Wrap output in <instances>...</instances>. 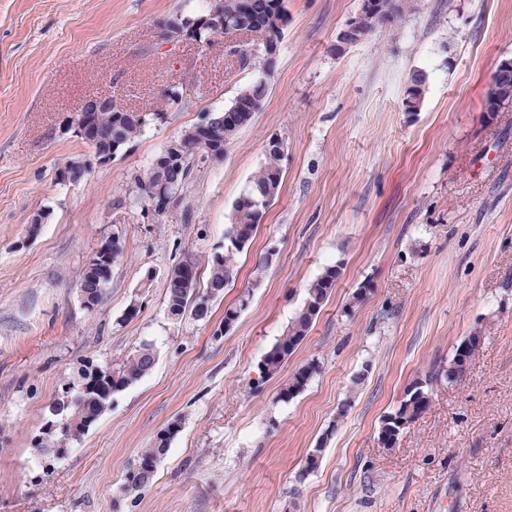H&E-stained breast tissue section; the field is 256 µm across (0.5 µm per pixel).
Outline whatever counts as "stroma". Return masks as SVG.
Listing matches in <instances>:
<instances>
[{"instance_id": "35a3bbf8", "label": "stroma", "mask_w": 512, "mask_h": 512, "mask_svg": "<svg viewBox=\"0 0 512 512\" xmlns=\"http://www.w3.org/2000/svg\"><path fill=\"white\" fill-rule=\"evenodd\" d=\"M283 3L278 53L243 67L223 39L203 51L162 37L160 19L206 13L210 0H0V512H512V104L484 110L492 73L512 58V0H419L353 44L340 37L362 0ZM417 70L427 90L411 114ZM261 75L267 99L200 172L190 211L142 209L134 176ZM174 81L188 106L151 120ZM103 90L147 114L144 131L81 182L62 181L92 155L65 119ZM275 138L280 191L237 277L207 318L170 319L168 272L194 259L206 286ZM112 239L122 254L90 311L82 273ZM336 263L305 340L265 378L262 358L307 284ZM476 331L465 374L434 385L427 411L382 447L408 386ZM144 342L152 371L83 435L54 432L62 454L45 466L34 443L65 383ZM311 361L308 385L282 400ZM175 421L152 482L126 492L141 450ZM316 447L317 469L302 474ZM318 366L312 362L299 367L280 390V397L283 400L292 399L299 394L309 382L311 376L316 372Z\"/></svg>"}]
</instances>
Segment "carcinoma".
<instances>
[{
    "label": "carcinoma",
    "instance_id": "1",
    "mask_svg": "<svg viewBox=\"0 0 512 512\" xmlns=\"http://www.w3.org/2000/svg\"><path fill=\"white\" fill-rule=\"evenodd\" d=\"M271 2L273 0H250V11L240 14L242 29L250 30L247 23L254 18L259 19L263 28L268 31L283 29L286 24L285 12L281 8L271 6ZM411 10V5L400 4L394 14L387 8L372 16L365 13L359 18V25L371 32L383 23L396 24L403 18L404 12ZM177 87L178 84L174 83L162 90L160 100L162 107L154 110L156 120L163 121L165 112L174 107L183 108L188 105L187 101L177 95ZM245 91L252 95L253 111L237 113L234 126H223L224 113H212V121L224 127V145L215 148L214 153L207 154L190 127L179 136L185 166L178 176L177 183L171 188L170 205L178 206L184 203L189 184L194 180L197 172L210 160L223 156L224 146L230 144L243 128L251 124L254 113L260 110L262 102L268 95V83L265 78L260 77L240 89L242 93ZM143 129L144 122L134 112H99L92 126L98 140L95 149L113 158L116 156L112 148L113 143L120 142L128 145L141 135ZM280 160L281 150L272 144L269 145L265 162L251 177L247 190L234 202L232 222L227 228L226 236L236 238L242 243V247L226 248L224 252L212 256L205 293L199 294L195 281L189 286L174 281L167 282V310L172 318L179 319L187 313L196 315L199 303L208 304L214 298L223 295L224 288L235 278L236 255L249 246L264 212L279 193L282 180ZM164 175L163 163L157 159L147 172L135 176V201L144 208L148 207L150 190L162 180ZM120 255L121 250L118 244L108 241L98 250V258L102 263L86 266L81 284L89 294L91 309L98 308L103 301L104 289L100 288L101 282L109 281V276L103 270V266L107 265L105 259L110 258L115 261ZM341 269L342 266L339 264L329 266L307 285L301 308L288 323L282 336L263 357L262 372L265 376L273 378L279 375L288 355L306 338L313 321L336 285ZM248 301L249 297L244 296L239 299L238 304L224 310V329H230L237 321L241 311L248 306ZM481 341V336L477 334L466 337L457 346L448 363V368L410 384L407 389L408 398L383 419L379 434L383 447H392L403 428L410 427L427 410L430 404L429 387L434 382L438 380L453 382L465 372L468 361L480 348ZM155 356L153 345L143 343L122 361L112 366L93 363L83 366L78 381L71 382L65 387L66 399L57 402L53 407L54 414L63 416L67 421V433L73 437L84 434L110 407L114 394L134 385L152 371ZM316 370L317 365L313 362L299 367L282 386L281 399L289 400L299 394ZM178 431L179 424L173 422L156 434L151 446L140 453L138 460L140 468L128 472L126 488H141L152 480L157 464L167 454L170 442Z\"/></svg>",
    "mask_w": 512,
    "mask_h": 512
}]
</instances>
